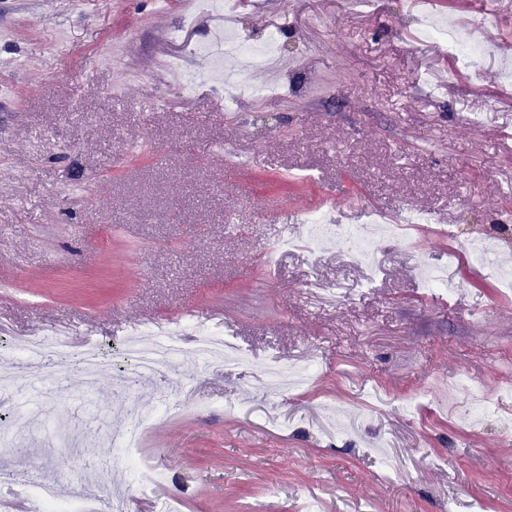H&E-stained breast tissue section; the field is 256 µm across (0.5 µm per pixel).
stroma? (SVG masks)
I'll return each mask as SVG.
<instances>
[{"label":"stroma","mask_w":512,"mask_h":512,"mask_svg":"<svg viewBox=\"0 0 512 512\" xmlns=\"http://www.w3.org/2000/svg\"><path fill=\"white\" fill-rule=\"evenodd\" d=\"M180 0H0V322L11 337L68 323L117 347L137 325L200 316L249 350L252 365L180 357L157 377L192 383L185 411L151 419L144 453L165 482L127 484L131 512L154 497L179 512H512V294L467 240L512 267V0H224L241 38L278 33L291 67L251 72L254 95L205 81L187 91L157 66L203 73L214 15ZM491 14L475 26L473 12ZM480 44L478 72L454 66L430 17ZM280 199L285 213L265 210ZM447 216L450 238L376 237L383 272L366 279L341 242L310 258L305 218L361 224L371 208ZM299 240L264 264L281 230ZM495 265V266H496ZM457 271L455 294L423 267ZM316 272L335 305L314 306ZM309 364L312 381L268 398L260 368ZM62 395L15 369L0 432L20 428L32 476L80 496L113 460L110 437L148 406L112 373L87 390L56 370ZM481 380L495 418L474 427L444 405ZM428 395L407 409L410 395ZM101 437L82 451L88 435Z\"/></svg>","instance_id":"obj_1"}]
</instances>
